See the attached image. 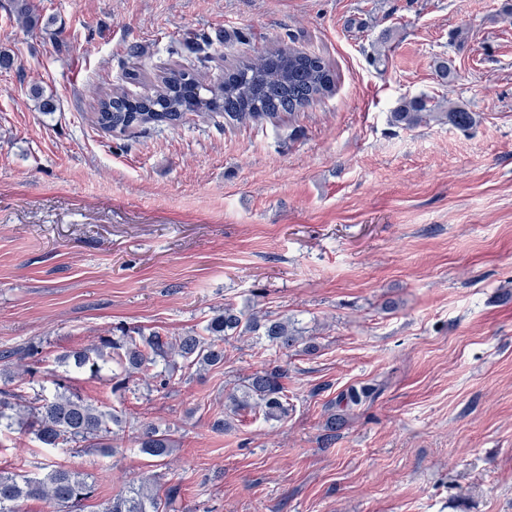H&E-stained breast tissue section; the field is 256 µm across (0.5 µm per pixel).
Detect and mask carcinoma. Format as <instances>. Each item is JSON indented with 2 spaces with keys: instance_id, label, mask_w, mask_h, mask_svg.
I'll use <instances>...</instances> for the list:
<instances>
[{
  "instance_id": "cac0c4a2",
  "label": "carcinoma",
  "mask_w": 512,
  "mask_h": 512,
  "mask_svg": "<svg viewBox=\"0 0 512 512\" xmlns=\"http://www.w3.org/2000/svg\"><path fill=\"white\" fill-rule=\"evenodd\" d=\"M10 11L18 22L30 25L35 20L33 0H10ZM334 78L329 64L319 55L291 47L278 48L255 59L242 60L224 72V84L210 85L195 72L171 69L152 95L134 98L126 92H109L99 97L93 122L108 133H134L147 128L181 124L186 114L196 112L224 125L276 123L286 115L304 109L326 93ZM393 123L407 128L429 122L469 127L473 114L446 101L421 96L403 102L391 113ZM247 333L264 337L282 352L304 344L300 331L286 317L257 315L224 303L208 320L204 332L189 331L180 336L160 332L148 335L138 329H123L119 336H102L90 347L76 348L55 358L58 367L97 376L102 364L112 361L120 372L112 377V393L129 390L134 380L144 382V395L167 390L175 385L177 372L188 375L224 364V344ZM21 348L0 351V430L18 432L44 448L77 454L85 448L111 452L117 430L127 424L123 412L98 405L66 383V377L53 380L54 391L30 386L22 393L10 387L4 376L12 359L23 360ZM288 369L268 365L240 379L226 396L224 418L213 427L230 426V418L243 410L262 413L268 420L288 416V394L282 379ZM140 452L163 461L173 452L174 440L168 427L152 422L140 425L137 436ZM93 475L74 468L53 465L42 473L20 475L0 471V512H23V504L42 500L49 512H84L85 502L95 496ZM179 487L171 485L164 496L153 491L146 479L124 494L99 504L98 512H171Z\"/></svg>"
}]
</instances>
